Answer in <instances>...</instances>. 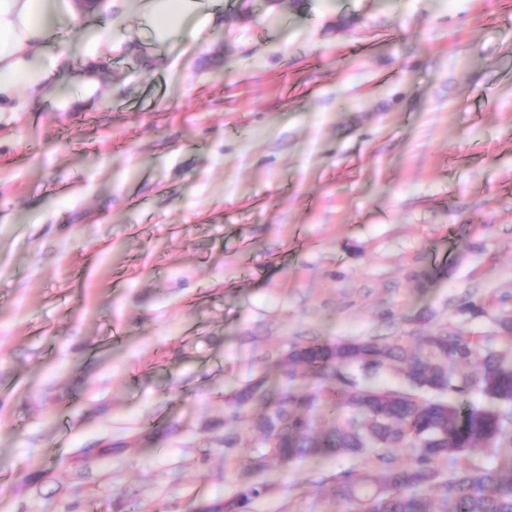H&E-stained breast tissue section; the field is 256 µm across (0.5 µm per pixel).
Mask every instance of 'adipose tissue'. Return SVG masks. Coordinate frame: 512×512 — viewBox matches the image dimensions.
<instances>
[{
    "instance_id": "adipose-tissue-1",
    "label": "adipose tissue",
    "mask_w": 512,
    "mask_h": 512,
    "mask_svg": "<svg viewBox=\"0 0 512 512\" xmlns=\"http://www.w3.org/2000/svg\"><path fill=\"white\" fill-rule=\"evenodd\" d=\"M206 0H148L154 42L168 43L188 25L201 28L212 21ZM90 0H0V112L9 111L20 83L52 80L56 65L39 48L50 27L92 11Z\"/></svg>"
}]
</instances>
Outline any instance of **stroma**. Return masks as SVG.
Listing matches in <instances>:
<instances>
[{"mask_svg":"<svg viewBox=\"0 0 512 512\" xmlns=\"http://www.w3.org/2000/svg\"><path fill=\"white\" fill-rule=\"evenodd\" d=\"M139 3L0 112V512H347L362 460L252 474L262 405L229 456L224 405L322 390L280 367L313 342L505 345L512 0H211L156 52Z\"/></svg>","mask_w":512,"mask_h":512,"instance_id":"obj_1","label":"stroma"}]
</instances>
